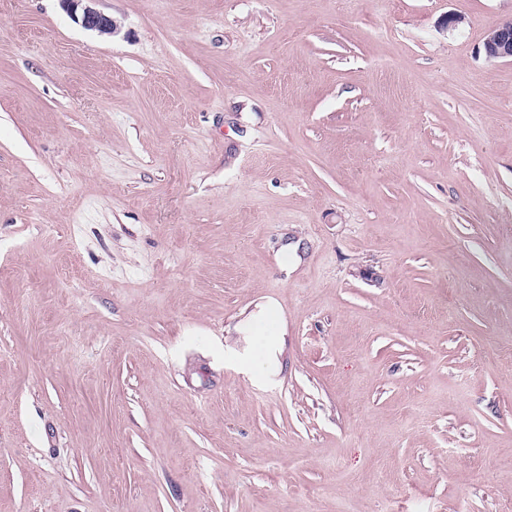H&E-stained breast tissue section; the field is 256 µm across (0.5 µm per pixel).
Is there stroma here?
Wrapping results in <instances>:
<instances>
[{
  "mask_svg": "<svg viewBox=\"0 0 512 512\" xmlns=\"http://www.w3.org/2000/svg\"><path fill=\"white\" fill-rule=\"evenodd\" d=\"M94 7L0 0V512L512 505V0ZM94 0H60L64 9L81 25L87 29L97 31L102 35H112L116 32V23L111 17L106 16L87 3ZM80 10V15L78 11ZM483 50L488 60H512V19L500 22L489 31ZM278 307L275 302L268 301L266 304L260 306L258 310L251 314V316L242 322L237 331L241 334V336L245 337V340L248 342L252 341L253 336H255L260 329L271 331L275 328L274 323L269 322L270 314L276 313ZM279 336L271 337L263 347L259 360L247 365V372L258 383H271L280 372Z\"/></svg>",
  "mask_w": 512,
  "mask_h": 512,
  "instance_id": "obj_1",
  "label": "stroma"
}]
</instances>
